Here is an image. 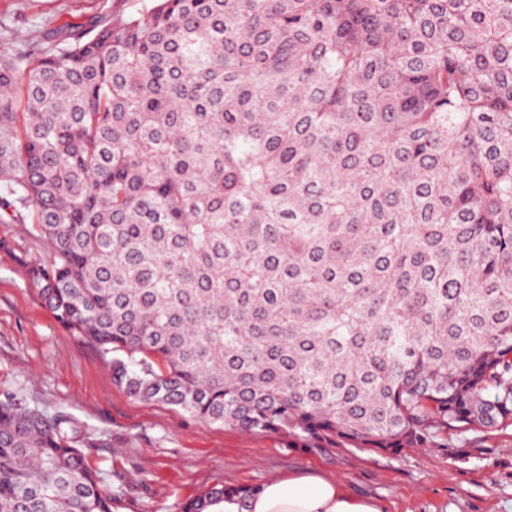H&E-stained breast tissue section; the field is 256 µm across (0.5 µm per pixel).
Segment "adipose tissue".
I'll use <instances>...</instances> for the list:
<instances>
[{
	"label": "adipose tissue",
	"instance_id": "obj_1",
	"mask_svg": "<svg viewBox=\"0 0 512 512\" xmlns=\"http://www.w3.org/2000/svg\"><path fill=\"white\" fill-rule=\"evenodd\" d=\"M206 512H383L376 500L348 494L340 481L314 475L273 478L248 497L226 495Z\"/></svg>",
	"mask_w": 512,
	"mask_h": 512
}]
</instances>
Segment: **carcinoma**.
Returning a JSON list of instances; mask_svg holds the SVG:
<instances>
[{"mask_svg":"<svg viewBox=\"0 0 512 512\" xmlns=\"http://www.w3.org/2000/svg\"><path fill=\"white\" fill-rule=\"evenodd\" d=\"M0 47V223L113 380L396 453L512 425V0H154ZM0 398V512H112ZM210 487L182 512H205Z\"/></svg>","mask_w":512,"mask_h":512,"instance_id":"cac0c4a2","label":"carcinoma"}]
</instances>
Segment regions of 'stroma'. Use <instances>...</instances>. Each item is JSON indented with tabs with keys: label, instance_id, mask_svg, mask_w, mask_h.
<instances>
[{
	"label": "stroma",
	"instance_id": "1",
	"mask_svg": "<svg viewBox=\"0 0 512 512\" xmlns=\"http://www.w3.org/2000/svg\"><path fill=\"white\" fill-rule=\"evenodd\" d=\"M153 0H0V43L48 47ZM52 249L28 224L0 223V394L71 416L112 512H181L216 484L253 487L311 472L384 512H512V425L450 434L444 448H296L287 434L202 422L117 387L108 358L63 326L29 269Z\"/></svg>",
	"mask_w": 512,
	"mask_h": 512
}]
</instances>
